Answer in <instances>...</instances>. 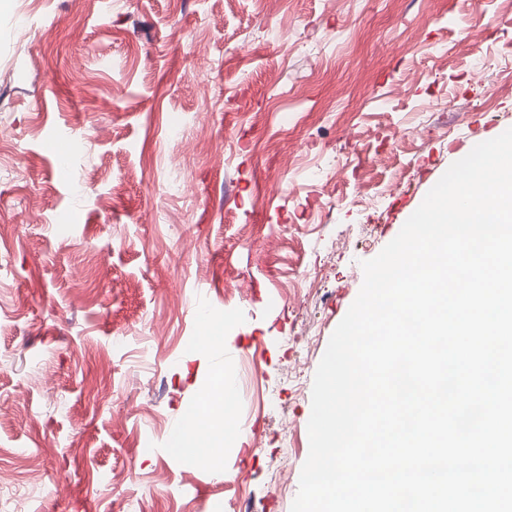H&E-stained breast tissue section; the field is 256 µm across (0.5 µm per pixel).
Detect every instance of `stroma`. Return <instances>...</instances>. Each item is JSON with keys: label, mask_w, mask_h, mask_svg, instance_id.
I'll return each instance as SVG.
<instances>
[{"label": "stroma", "mask_w": 512, "mask_h": 512, "mask_svg": "<svg viewBox=\"0 0 512 512\" xmlns=\"http://www.w3.org/2000/svg\"><path fill=\"white\" fill-rule=\"evenodd\" d=\"M1 128L0 512H291L362 261L512 128V0H8ZM214 362L220 476L167 450ZM224 319H214L210 315H202L201 332L197 336L196 348L203 353H214L223 349Z\"/></svg>", "instance_id": "stroma-1"}]
</instances>
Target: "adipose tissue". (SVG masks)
Returning a JSON list of instances; mask_svg holds the SVG:
<instances>
[{"label":"adipose tissue","instance_id":"obj_1","mask_svg":"<svg viewBox=\"0 0 512 512\" xmlns=\"http://www.w3.org/2000/svg\"><path fill=\"white\" fill-rule=\"evenodd\" d=\"M212 389L181 418L168 439L171 460L208 463L215 472H223L224 461L215 450L223 446L229 429L223 418L230 402V387L225 380L223 365L210 371Z\"/></svg>","mask_w":512,"mask_h":512}]
</instances>
